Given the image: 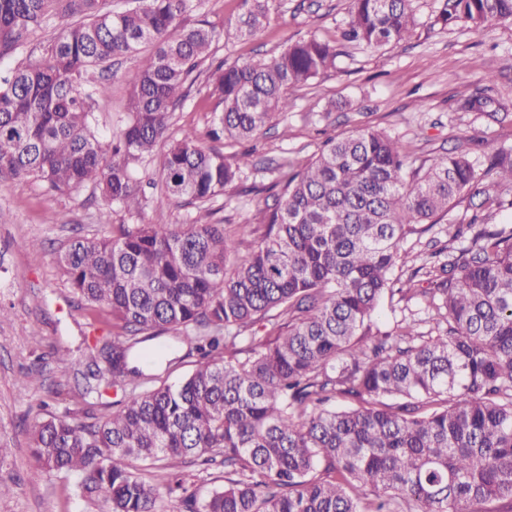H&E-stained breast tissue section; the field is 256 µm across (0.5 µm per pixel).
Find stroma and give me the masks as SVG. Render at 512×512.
Instances as JSON below:
<instances>
[{
    "label": "stroma",
    "mask_w": 512,
    "mask_h": 512,
    "mask_svg": "<svg viewBox=\"0 0 512 512\" xmlns=\"http://www.w3.org/2000/svg\"><path fill=\"white\" fill-rule=\"evenodd\" d=\"M417 28L407 41L376 50L341 42L339 26L348 0H270V23L250 40L224 38L214 46V61L231 63L259 53L279 52L287 43L309 37L335 43V69L308 85L289 90L288 112L250 147L255 168L226 187L209 210L194 204L157 208L162 192L155 179L160 157L137 170L147 181L149 204L137 215L112 210L93 187L68 195L49 192L41 183L0 177V512H105L101 503L81 495L77 475L47 468L34 457L30 425L55 414L70 422L89 416L106 418L115 394L104 403L83 398V379L72 364L81 359L89 339L111 335L112 316L92 308L70 288L56 263L58 253L76 239H93L119 224H185L194 220L223 225L241 236L240 255L263 230V186L275 178L268 162L288 158L303 164L329 139L371 127L398 139L417 168L454 150L484 160L500 148L512 149V118L495 122L461 112L457 102L477 91L512 107V23L473 30L461 22L447 29L435 23L441 0H412ZM67 23L53 15L28 34L15 56L0 61L7 73L18 61L40 57ZM208 65H201L188 98L174 114L171 138L194 131L206 139L216 101L206 91ZM137 74L133 60L114 63L110 97L100 109L98 132L110 140L126 108ZM476 209L460 195L437 224L416 225L403 244L404 261L395 276L405 278L420 267L430 241L448 243L449 226L469 223Z\"/></svg>",
    "instance_id": "1"
}]
</instances>
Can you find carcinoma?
<instances>
[{
	"label": "carcinoma",
	"instance_id": "obj_1",
	"mask_svg": "<svg viewBox=\"0 0 512 512\" xmlns=\"http://www.w3.org/2000/svg\"><path fill=\"white\" fill-rule=\"evenodd\" d=\"M191 0H140L112 12L102 0H0V60L45 17L64 27L35 63L0 77V173L65 194L91 185L107 205L140 213L136 167L169 137L189 80L221 37L205 19L184 22ZM512 21V0H442L436 23L476 31ZM270 21L269 0H239L238 38ZM410 0H349L344 41L377 49L407 40ZM136 60L125 118L105 144L97 109L113 59ZM336 46L315 37L243 63L219 62L207 88L223 105L214 141L253 140L288 111L287 90L336 68ZM459 109L497 121L500 101L475 92ZM252 164L203 147L185 131L163 156L162 207L224 195ZM264 191L266 229L250 256L227 263L238 241L219 224H119L79 240L58 263L74 293L112 312L120 332L86 346L84 391L101 398L140 379L105 420L56 417L31 430L37 460L80 476L83 495L107 512H158V490L129 468L168 470L166 491L186 512H384L400 498L412 512H476L512 501V225L473 216L462 248L431 253L430 287H396L403 240L464 192L478 208L505 206L512 152L489 160L482 183L466 153L408 171L403 145L378 129L328 140L305 164L283 161ZM419 298L437 334L413 322L383 331L386 296ZM259 325L264 335L244 332ZM200 359L175 383L159 371ZM343 397L353 406L333 407ZM221 457L224 485L203 504L187 493L179 461Z\"/></svg>",
	"mask_w": 512,
	"mask_h": 512
}]
</instances>
